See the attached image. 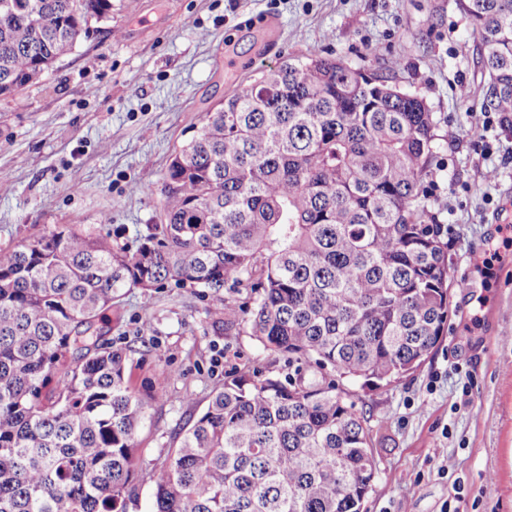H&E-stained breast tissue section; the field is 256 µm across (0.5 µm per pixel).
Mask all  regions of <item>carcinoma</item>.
<instances>
[{"instance_id": "1", "label": "carcinoma", "mask_w": 512, "mask_h": 512, "mask_svg": "<svg viewBox=\"0 0 512 512\" xmlns=\"http://www.w3.org/2000/svg\"><path fill=\"white\" fill-rule=\"evenodd\" d=\"M481 49V110L512 127V0H458ZM112 0H0V96L103 33ZM436 122L423 98L313 51L226 97L177 149L161 224L135 251L75 225L0 247V512H126L147 403L100 341L124 290L221 299L290 363L233 373L152 475V512H362L377 461L347 382L389 385L450 312L444 227L425 221Z\"/></svg>"}]
</instances>
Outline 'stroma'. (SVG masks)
Instances as JSON below:
<instances>
[{
	"mask_svg": "<svg viewBox=\"0 0 512 512\" xmlns=\"http://www.w3.org/2000/svg\"><path fill=\"white\" fill-rule=\"evenodd\" d=\"M112 3L111 34L0 98V247L75 224L136 249L161 222L171 157L205 112L288 57L319 51L395 72L437 124L426 219L444 227L451 312L414 374L357 390L378 464L364 512H512V241L491 222L512 196V129L492 125L488 156L469 133L483 76L457 0ZM223 308L188 286L134 289L103 328L150 403L127 512H150L154 471L225 375L296 374L248 325L225 331Z\"/></svg>",
	"mask_w": 512,
	"mask_h": 512,
	"instance_id": "obj_1",
	"label": "stroma"
}]
</instances>
